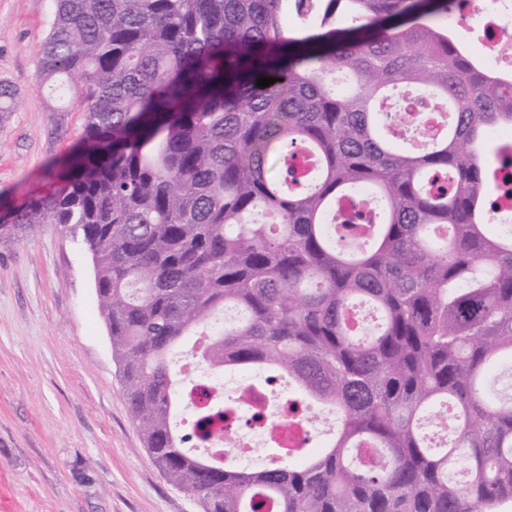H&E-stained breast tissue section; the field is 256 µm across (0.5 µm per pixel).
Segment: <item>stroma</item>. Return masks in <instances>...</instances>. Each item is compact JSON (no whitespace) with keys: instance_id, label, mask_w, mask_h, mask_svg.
Returning a JSON list of instances; mask_svg holds the SVG:
<instances>
[{"instance_id":"obj_1","label":"stroma","mask_w":512,"mask_h":512,"mask_svg":"<svg viewBox=\"0 0 512 512\" xmlns=\"http://www.w3.org/2000/svg\"><path fill=\"white\" fill-rule=\"evenodd\" d=\"M52 0H0V206L46 195L82 116L57 111L37 61ZM0 512H201L151 463L122 395L90 252L41 227L0 243Z\"/></svg>"}]
</instances>
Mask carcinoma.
<instances>
[{"label":"carcinoma","mask_w":512,"mask_h":512,"mask_svg":"<svg viewBox=\"0 0 512 512\" xmlns=\"http://www.w3.org/2000/svg\"><path fill=\"white\" fill-rule=\"evenodd\" d=\"M54 2L38 77L83 114L78 147L0 242L44 224L81 235L153 464L203 512L512 504V227L490 232L499 152H482L512 125V81L448 30L455 0ZM408 87L450 112L439 136L404 126ZM17 101L0 81V112ZM356 189L377 210L352 238L339 204ZM360 303L365 334L346 323ZM190 336L210 338L212 370L288 377V411L336 417L331 444L259 470L185 450L234 412L214 402L177 431L207 380L175 391Z\"/></svg>","instance_id":"1"}]
</instances>
